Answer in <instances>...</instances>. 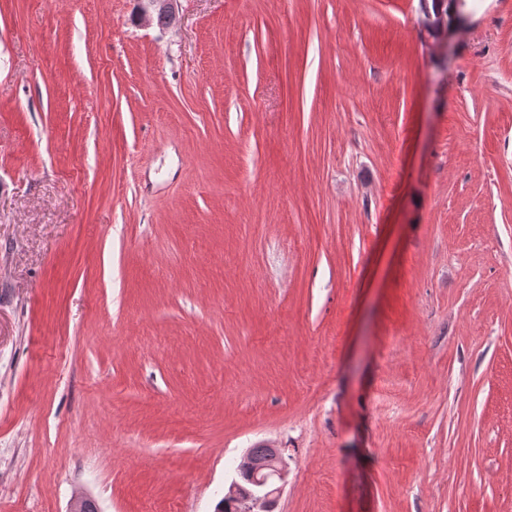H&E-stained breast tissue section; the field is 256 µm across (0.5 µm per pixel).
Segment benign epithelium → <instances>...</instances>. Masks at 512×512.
<instances>
[{"label": "benign epithelium", "instance_id": "1", "mask_svg": "<svg viewBox=\"0 0 512 512\" xmlns=\"http://www.w3.org/2000/svg\"><path fill=\"white\" fill-rule=\"evenodd\" d=\"M179 0H137V17L151 22L155 13L164 12L177 17ZM466 23V15L456 11L449 15L442 12L427 14L421 19V28L432 31L434 46H446ZM240 470L249 476V484L234 481L224 495V501L233 506L234 512H275L282 491L281 482L286 475V464L277 448L269 449L264 458L249 451L240 463Z\"/></svg>", "mask_w": 512, "mask_h": 512}]
</instances>
